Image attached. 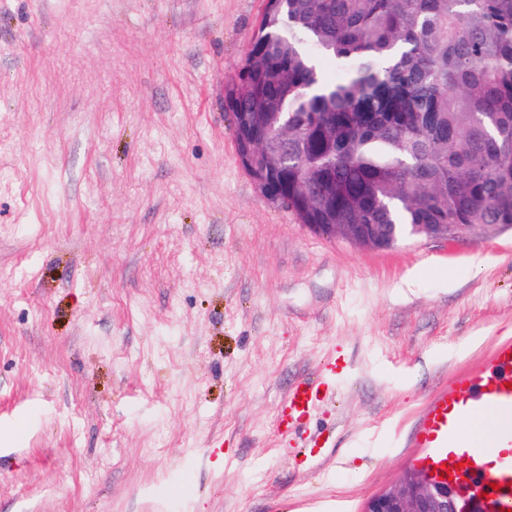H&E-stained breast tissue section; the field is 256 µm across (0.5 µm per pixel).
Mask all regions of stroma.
I'll list each match as a JSON object with an SVG mask.
<instances>
[{"mask_svg":"<svg viewBox=\"0 0 512 512\" xmlns=\"http://www.w3.org/2000/svg\"><path fill=\"white\" fill-rule=\"evenodd\" d=\"M265 6L0 0V512H363L512 341V231L371 249L263 198L225 87ZM330 393L324 379H307L292 386L287 393L288 406L300 418L309 417Z\"/></svg>","mask_w":512,"mask_h":512,"instance_id":"obj_1","label":"stroma"}]
</instances>
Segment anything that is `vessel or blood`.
I'll return each instance as SVG.
<instances>
[{"label":"vessel or blood","mask_w":512,"mask_h":512,"mask_svg":"<svg viewBox=\"0 0 512 512\" xmlns=\"http://www.w3.org/2000/svg\"><path fill=\"white\" fill-rule=\"evenodd\" d=\"M460 392L440 391L415 429L413 440L424 451V460L441 470L451 448L463 440V428L476 411H512V342L495 348L489 368H480L460 383ZM329 391L324 379H307L292 386L287 401L300 418L314 413ZM482 490L496 503V512H512V458L501 459L493 470L477 473Z\"/></svg>","instance_id":"obj_1"}]
</instances>
